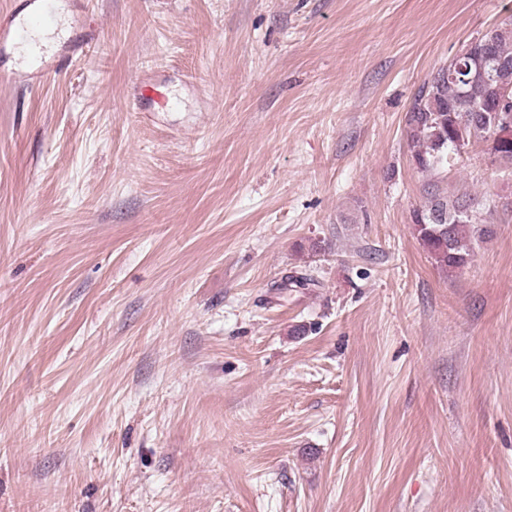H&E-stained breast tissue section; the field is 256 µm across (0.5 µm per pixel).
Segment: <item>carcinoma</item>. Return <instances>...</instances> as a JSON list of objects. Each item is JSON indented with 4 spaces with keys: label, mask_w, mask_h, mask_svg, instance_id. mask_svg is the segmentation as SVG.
<instances>
[{
    "label": "carcinoma",
    "mask_w": 512,
    "mask_h": 512,
    "mask_svg": "<svg viewBox=\"0 0 512 512\" xmlns=\"http://www.w3.org/2000/svg\"><path fill=\"white\" fill-rule=\"evenodd\" d=\"M474 54L480 65L459 66L455 77L433 72L414 94L405 116L408 151L415 168L433 175L448 169L462 153L478 144L487 147L492 161L512 167V137L496 138L485 115L495 107L502 81L512 84V20L491 28ZM424 204L413 211L414 234L437 266L453 275L471 259L473 241L494 234L493 205L482 212L469 193L450 195L439 183L425 184ZM318 285L311 275L291 272L284 288Z\"/></svg>",
    "instance_id": "obj_1"
}]
</instances>
